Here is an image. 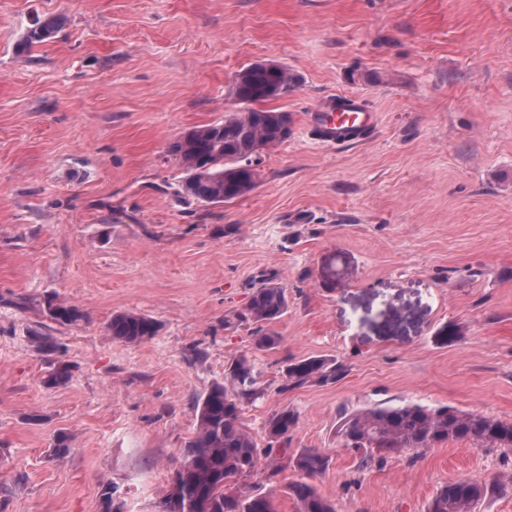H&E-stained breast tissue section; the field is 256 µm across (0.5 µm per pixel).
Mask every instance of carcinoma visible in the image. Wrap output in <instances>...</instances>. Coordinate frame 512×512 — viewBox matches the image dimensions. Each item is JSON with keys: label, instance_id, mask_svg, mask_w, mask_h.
<instances>
[{"label": "carcinoma", "instance_id": "cac0c4a2", "mask_svg": "<svg viewBox=\"0 0 512 512\" xmlns=\"http://www.w3.org/2000/svg\"><path fill=\"white\" fill-rule=\"evenodd\" d=\"M61 25L58 16L38 18L19 45V52L49 41ZM300 78L288 67L277 80L265 68L250 64L237 72L232 94L239 111L224 120L194 126L168 146L179 160L185 177L177 196L185 203H228L250 193L258 180L260 151L277 146L291 135L290 113L263 107L268 101L288 95ZM46 316L62 326L84 320L76 305L55 298L45 300ZM288 311L285 288L271 280L253 292L241 319L256 325L252 338L256 350L271 349L279 343L277 334L265 329ZM113 339L140 343L153 338L159 323L152 317L125 312L112 317L107 326ZM344 374L341 363L325 357H308L284 366L280 391L288 392L309 382L334 383ZM71 378L70 366L53 365L43 384L56 387ZM263 397L255 378V365L243 352L228 360L224 380L215 381L195 403L197 428L185 442L182 459L168 480L161 499L162 512H276L274 489L254 490L240 485L252 475L258 460V445L243 427L244 405ZM298 415L285 407L265 421L268 438L266 455L288 454V445ZM336 436L343 446L369 466L413 456L448 442L512 449V421L479 413H466L449 406L430 407L418 403L378 405L341 416ZM302 478L288 484V495L298 512H336V504L323 497L308 479L323 474L330 462L317 448H304L291 458ZM512 491V478L480 483L458 479L437 490L427 512H473L475 505L491 493Z\"/></svg>", "mask_w": 512, "mask_h": 512}]
</instances>
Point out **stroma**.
I'll use <instances>...</instances> for the list:
<instances>
[{"instance_id": "1", "label": "stroma", "mask_w": 512, "mask_h": 512, "mask_svg": "<svg viewBox=\"0 0 512 512\" xmlns=\"http://www.w3.org/2000/svg\"><path fill=\"white\" fill-rule=\"evenodd\" d=\"M48 15L55 38L19 53ZM262 61L300 78L273 102L291 136L246 196L178 201L169 143L236 110L235 74ZM328 94L374 112L363 139L317 137ZM267 280L288 311L259 351L240 315ZM55 295L85 320L51 322ZM124 312L158 335L112 339ZM448 323L461 339L436 343ZM241 352L265 389L244 426L263 449L265 420L297 412L290 449L329 455L313 483L338 512L512 477L507 449L362 468L336 436L339 411L401 401L512 421V0H0V512H101L107 485L158 512L194 401ZM311 356L342 379L281 392ZM55 362L71 378L48 388Z\"/></svg>"}]
</instances>
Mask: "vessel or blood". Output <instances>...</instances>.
Returning a JSON list of instances; mask_svg holds the SVG:
<instances>
[{"label": "vessel or blood", "instance_id": "b4317fda", "mask_svg": "<svg viewBox=\"0 0 512 512\" xmlns=\"http://www.w3.org/2000/svg\"><path fill=\"white\" fill-rule=\"evenodd\" d=\"M312 118L323 142L342 145L353 141L355 135L366 134L372 126V116L364 112L359 102L348 96L319 101Z\"/></svg>", "mask_w": 512, "mask_h": 512}]
</instances>
